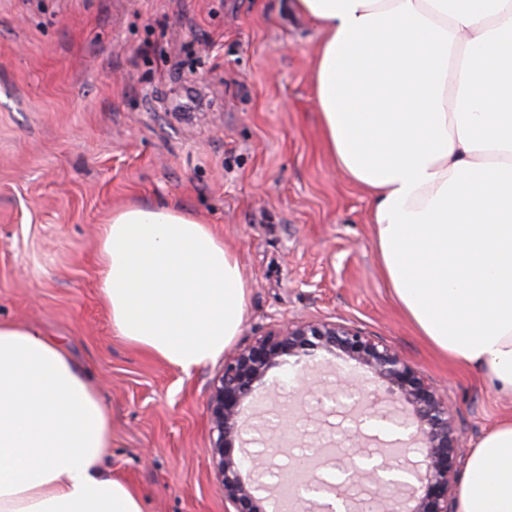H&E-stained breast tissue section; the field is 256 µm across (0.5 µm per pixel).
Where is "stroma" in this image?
Segmentation results:
<instances>
[{"label": "stroma", "mask_w": 512, "mask_h": 512, "mask_svg": "<svg viewBox=\"0 0 512 512\" xmlns=\"http://www.w3.org/2000/svg\"><path fill=\"white\" fill-rule=\"evenodd\" d=\"M319 28L287 0H0V322L68 349L106 406V464L144 512H224L210 456L209 399L222 361L191 373L115 336L96 243L124 207H176L233 250L248 283L231 344L332 320L377 336L447 394L455 472L512 399L438 358L385 283L369 196L325 142L312 63ZM371 379L316 351L267 378L277 396L247 425L263 483L296 449L365 429L340 378ZM288 422L284 454H264Z\"/></svg>", "instance_id": "stroma-1"}]
</instances>
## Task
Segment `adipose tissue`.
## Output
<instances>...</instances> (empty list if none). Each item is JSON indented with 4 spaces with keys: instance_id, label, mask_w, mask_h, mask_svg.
<instances>
[{
    "instance_id": "1",
    "label": "adipose tissue",
    "mask_w": 512,
    "mask_h": 512,
    "mask_svg": "<svg viewBox=\"0 0 512 512\" xmlns=\"http://www.w3.org/2000/svg\"><path fill=\"white\" fill-rule=\"evenodd\" d=\"M323 39L327 146L373 202L377 255L433 349L512 397V0H291ZM116 336L190 373L238 335L247 281L208 225L127 207L97 243ZM112 431L84 368L0 323V512H144L105 469ZM457 512H512V411L481 437Z\"/></svg>"
}]
</instances>
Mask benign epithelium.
<instances>
[{"label":"benign epithelium","instance_id":"1","mask_svg":"<svg viewBox=\"0 0 512 512\" xmlns=\"http://www.w3.org/2000/svg\"><path fill=\"white\" fill-rule=\"evenodd\" d=\"M348 355L360 361L373 375L375 388L343 380L336 394L353 404L375 403L382 393L393 396L403 415L402 427L412 429L410 439L421 445L422 459L409 468L386 449L377 452V462L359 467L356 456L372 455L358 448L340 459L337 468L349 472L346 481L371 484L370 497L356 499L339 493L347 512H454L456 476L452 458L457 451L456 418L448 397L392 346L336 321H297L274 329L254 346L224 357L209 401L211 458L224 491L225 512H266L263 486L254 472H245L244 460L233 455L243 444L240 413L255 391L266 387L269 370L293 358L300 363L315 350Z\"/></svg>","mask_w":512,"mask_h":512}]
</instances>
